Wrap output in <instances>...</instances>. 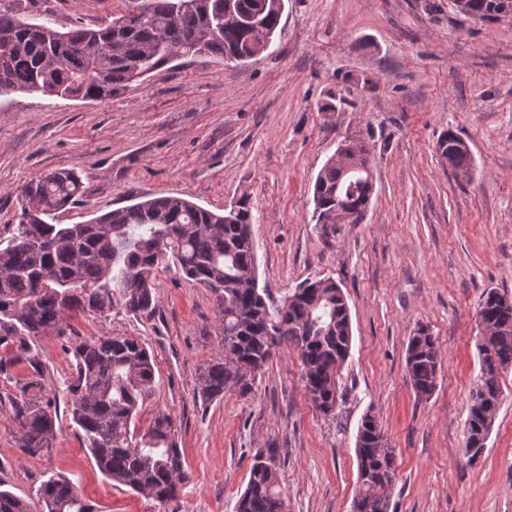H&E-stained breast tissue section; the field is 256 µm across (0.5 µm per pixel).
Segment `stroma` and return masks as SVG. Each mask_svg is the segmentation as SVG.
I'll list each match as a JSON object with an SVG mask.
<instances>
[{"instance_id":"35a3bbf8","label":"stroma","mask_w":512,"mask_h":512,"mask_svg":"<svg viewBox=\"0 0 512 512\" xmlns=\"http://www.w3.org/2000/svg\"><path fill=\"white\" fill-rule=\"evenodd\" d=\"M140 0H0V9L49 16L56 29L97 27ZM337 111L321 106L328 94ZM463 139L471 175L442 164L445 130ZM370 149L374 193L357 224L312 219L317 172L351 135ZM71 169L76 204L55 215L80 224L158 194L217 210L247 197L258 280L268 304L330 278L348 302L352 344L328 415L316 410L290 346L277 351L253 394L203 405L198 368L219 350L216 298L176 267L156 280L151 319L122 309L72 319L68 338L37 349L55 405L48 453L17 445L12 401L31 370L0 375V488L35 497L69 477L99 512H235L255 453L279 451L288 512H351L355 442L373 413L396 454L390 512H512V366L481 456L464 444L479 370L476 307L482 293L512 295V17L482 22L448 0H284L272 53L239 65L184 56L104 100L37 92L0 97V241L18 222L21 188ZM443 365L431 396L417 397L406 348L419 328ZM100 335L131 336L155 359L156 383L138 416L172 415L190 479L161 505L106 478L69 412L73 348Z\"/></svg>"}]
</instances>
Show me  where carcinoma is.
I'll return each instance as SVG.
<instances>
[{"mask_svg": "<svg viewBox=\"0 0 512 512\" xmlns=\"http://www.w3.org/2000/svg\"><path fill=\"white\" fill-rule=\"evenodd\" d=\"M467 15L499 18L498 0H466ZM143 20L122 14L104 27L61 32L48 17H20L0 10V96L41 92L47 96L102 99L166 65L175 52L219 56L245 63L263 54L282 13L273 0H144ZM453 131L437 141L439 159L456 172L472 169L470 151ZM343 160L327 161L313 184V218L336 223V214L357 224L373 192L368 149L359 138L339 144ZM82 178L69 170L41 175L21 190L18 224L0 247V374L26 363L38 370L37 342L66 335L75 314L104 315L119 307L136 317L155 311V281L172 262L183 277L216 296L219 352L200 366L196 393L204 402L227 393L246 397L274 349L293 345L301 380L313 406L330 413L339 400L337 375L348 359L352 325L336 281L323 278L289 292L269 307L258 287L252 215L243 201L215 212L185 198L164 195L118 208L92 224H52L54 214L75 204ZM491 330L479 349L480 370L470 391L464 433L492 429L501 402L499 371L512 365V302L483 293L476 310ZM68 385L72 422L99 471L160 505L178 497L188 479L171 414L159 411L138 426L139 406L153 391L155 366L147 348L127 336L91 337L73 350ZM442 359L437 338L419 329L406 348L413 389L428 397L437 386ZM18 446L35 456L52 446L57 413L31 376L12 406ZM358 460L352 508L390 512L396 481L395 455L384 434L366 429ZM278 449L257 452L236 512H285ZM0 512H97L67 477L44 481L36 498L0 489Z\"/></svg>", "mask_w": 512, "mask_h": 512, "instance_id": "carcinoma-1", "label": "carcinoma"}]
</instances>
